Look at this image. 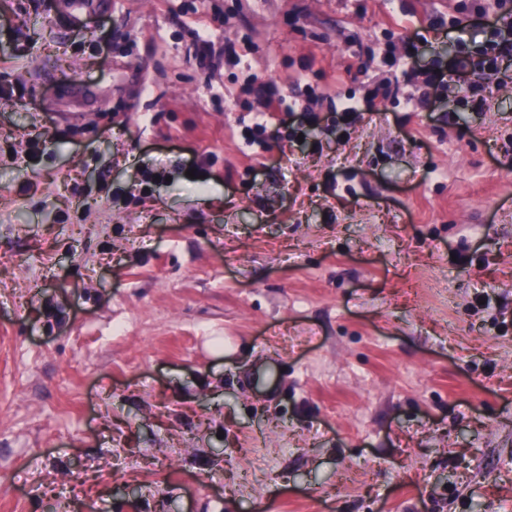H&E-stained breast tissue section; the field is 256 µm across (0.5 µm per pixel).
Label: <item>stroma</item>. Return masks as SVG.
I'll list each match as a JSON object with an SVG mask.
<instances>
[{
	"label": "stroma",
	"mask_w": 512,
	"mask_h": 512,
	"mask_svg": "<svg viewBox=\"0 0 512 512\" xmlns=\"http://www.w3.org/2000/svg\"><path fill=\"white\" fill-rule=\"evenodd\" d=\"M71 2L0 0V512H512V81L368 60L464 0ZM243 92L258 99L262 105L263 110L258 112H290V115H294V112H298L295 108L296 101L292 99L286 103V97L280 95L277 87L270 82L256 83V80L250 81L244 88Z\"/></svg>",
	"instance_id": "35a3bbf8"
}]
</instances>
